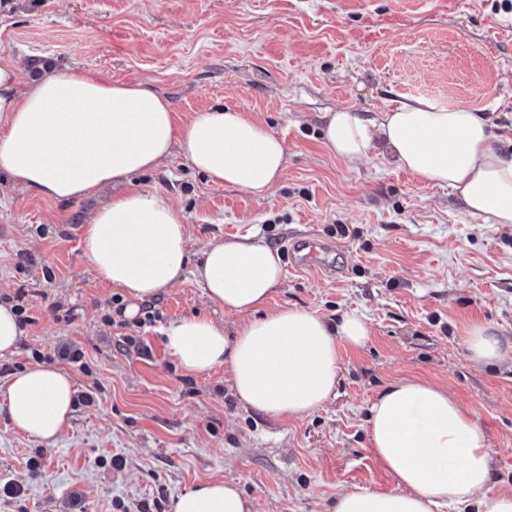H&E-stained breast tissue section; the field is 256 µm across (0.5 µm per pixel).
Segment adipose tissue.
I'll return each instance as SVG.
<instances>
[{"instance_id":"1","label":"adipose tissue","mask_w":512,"mask_h":512,"mask_svg":"<svg viewBox=\"0 0 512 512\" xmlns=\"http://www.w3.org/2000/svg\"><path fill=\"white\" fill-rule=\"evenodd\" d=\"M18 83L17 70L0 65V173L63 203L104 185L125 188L84 226L83 250L97 278L138 302L193 272L211 303L243 320L230 336L203 316L168 322L165 347L180 367L191 374L225 367L238 400L263 414L296 418L320 408L336 388L341 347L368 339L365 318L350 313L332 322L303 308L267 311L283 277L281 259L250 235L209 243L188 269L182 211L127 188L178 143L213 184L265 193L285 167L277 134L229 107L178 124L170 101L151 85L83 68H44L23 94ZM326 118L322 137L335 155L358 162L383 147L422 183L451 188L469 212L512 224V150L495 146L479 113L414 99L372 120L348 109ZM464 341L477 365L512 362V336L495 324L473 325ZM75 394L70 374L43 364L1 385L0 403L17 429L51 444ZM367 425L396 488L344 492L334 512H443L451 504L512 512V492L491 487L493 459L474 410L448 391L416 378L395 380L371 402ZM173 512H252V504L237 484L215 481L180 493Z\"/></svg>"}]
</instances>
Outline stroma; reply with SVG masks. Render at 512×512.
Instances as JSON below:
<instances>
[{"instance_id":"1","label":"stroma","mask_w":512,"mask_h":512,"mask_svg":"<svg viewBox=\"0 0 512 512\" xmlns=\"http://www.w3.org/2000/svg\"><path fill=\"white\" fill-rule=\"evenodd\" d=\"M47 61L150 83L182 124L224 105L276 131L286 164L269 192L209 182L179 146L134 186L182 208L193 265L234 236L278 250L303 231L331 243L340 276L293 269L283 255L268 307L357 312L370 337L342 348L336 390L317 410L255 412L225 367L190 375L165 348L173 319L207 316L228 333L239 321L193 275L153 298L151 322L117 313L115 288L82 246L112 188L56 203L0 175V296L26 309L0 386L52 364L77 394L52 445L0 404V512H172L179 493L211 480L237 482L256 512H334L339 493L395 489L366 420L376 393L405 377L475 411L491 485L512 491V365H474L463 339L485 322L512 335V224L470 214L450 188L423 185L381 151L350 163L322 138L326 113L373 118L422 97L483 114L496 146H512V0H0V64L28 79ZM68 346L80 361L59 358Z\"/></svg>"}]
</instances>
